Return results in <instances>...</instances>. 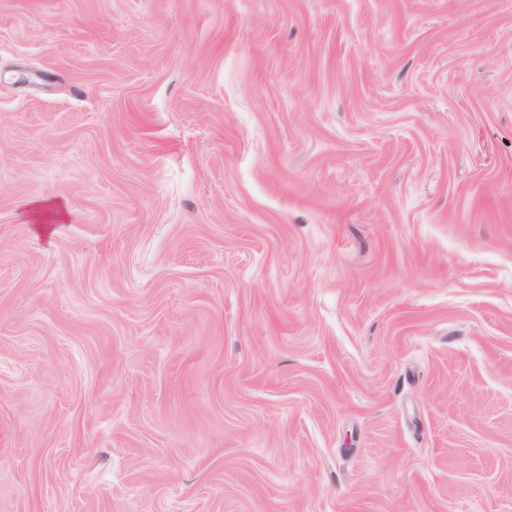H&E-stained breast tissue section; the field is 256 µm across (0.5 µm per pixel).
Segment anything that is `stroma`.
<instances>
[{"instance_id": "obj_1", "label": "stroma", "mask_w": 512, "mask_h": 512, "mask_svg": "<svg viewBox=\"0 0 512 512\" xmlns=\"http://www.w3.org/2000/svg\"><path fill=\"white\" fill-rule=\"evenodd\" d=\"M0 512H512V0H0Z\"/></svg>"}]
</instances>
